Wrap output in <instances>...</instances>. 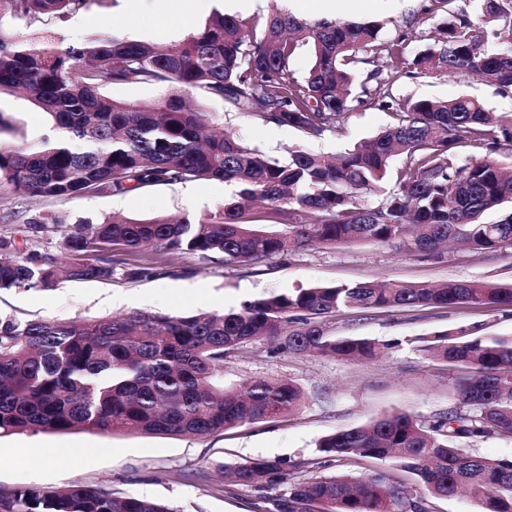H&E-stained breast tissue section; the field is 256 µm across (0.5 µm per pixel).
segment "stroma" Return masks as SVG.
<instances>
[{
    "label": "stroma",
    "instance_id": "stroma-1",
    "mask_svg": "<svg viewBox=\"0 0 512 512\" xmlns=\"http://www.w3.org/2000/svg\"><path fill=\"white\" fill-rule=\"evenodd\" d=\"M415 0H348L337 8L340 19L382 23L381 41L400 34ZM19 39L52 36L75 44L91 35L113 32L129 40L178 44L184 30L161 23L153 0H139L128 10L124 0H90L66 22L49 15L14 20ZM392 94L451 99L474 94L494 111L512 117V97L462 75L400 78ZM215 125L234 133L265 155L287 160L303 149L327 158L342 155L355 142L389 126L390 113L362 107L350 113L344 136L312 140L295 128L265 123L228 111L223 101L202 99ZM0 118L7 123L0 140L35 144L50 133L46 115L19 94L0 96ZM232 189L220 180L173 186H149L119 196L73 199H26L0 186V237L21 234L26 210L56 212L74 224L113 216L134 220L175 217L197 220L220 211ZM146 248L113 249L120 272L112 279L63 281L47 290L0 292V315L24 319L80 321L122 316L134 311L193 314L230 311L243 301L317 285L355 284L373 280L441 284L456 280H489L512 284V243L476 252L454 244L432 254L411 245L375 243L310 245L274 257L260 266H228L222 257L201 260L192 254L165 256L162 275L128 279L124 267L149 256ZM478 326L485 337L512 338V310L469 307L436 309L344 310L326 326L333 336H360L389 344L385 355L370 361H343L320 355H293L277 343L258 341L239 351L224 366V383L241 385L252 377L288 378L303 391L293 413L227 430L206 438L146 435L138 432L102 434L93 431L19 433L0 438V492L79 483L123 495L168 504L174 512H252L259 492L251 486L225 487V464L254 458H280L291 463L293 481L312 475L349 474L363 479L383 473L414 484L413 474L392 460L357 463L319 452V440L340 429L364 425L391 413L422 421L434 420L459 405L455 383L461 368L424 354L423 339L461 326ZM60 449L54 460L44 451Z\"/></svg>",
    "mask_w": 512,
    "mask_h": 512
}]
</instances>
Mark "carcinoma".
<instances>
[{"instance_id":"1","label":"carcinoma","mask_w":512,"mask_h":512,"mask_svg":"<svg viewBox=\"0 0 512 512\" xmlns=\"http://www.w3.org/2000/svg\"><path fill=\"white\" fill-rule=\"evenodd\" d=\"M12 19L51 15L64 23L89 0H4ZM455 0H420L407 24L440 18L433 42L407 58V32L379 41L378 21H303L283 12L257 27L217 13L181 43H141L112 34L78 46L33 44L7 31L0 14V95L21 93L51 119L56 135L36 146L0 142V185L22 197L124 195L145 186L221 180L237 188L224 209L192 222L85 220L37 211L24 218L26 243L0 238V290L50 289L60 281L108 279L114 246H151L227 265H259L310 243L411 238L433 253L459 239L478 252L512 242V176L489 158L463 159L458 149L489 154L512 145V121L462 95L448 100L396 99L400 77L471 75L512 96V0H479L482 23L454 12ZM313 64L298 78L290 62L302 44ZM362 95H352L360 72ZM113 84H155L154 100L131 104L104 93ZM220 99L260 121L308 137L344 136L350 112L364 105L393 124L330 162L305 150L282 164L230 132L206 131L194 96ZM403 163L391 169L395 156ZM368 193L379 196L367 203ZM265 203L268 228L251 203ZM502 212L497 221L486 214ZM58 234L71 261L61 265L31 242ZM156 261L127 269L152 277ZM511 309L512 287L488 281L440 286L398 282L297 288L246 300L232 312H136L81 323L0 317V437L72 430L207 437L268 421L297 409L300 388L287 379H255L244 390L224 386V361L267 339L291 354L313 352L353 361L392 348L373 339L330 336L322 318L340 309ZM467 375L456 382L461 410L426 424L391 414L322 437L337 458L395 459L428 492L448 498L468 490L482 512H512V460L456 446L460 438L512 434V340L473 329L442 332L422 346ZM279 490L254 512H424L414 489L376 473L314 475L290 481L277 458L224 465V484L258 478ZM0 512H173L167 505L73 484L0 494Z\"/></svg>"}]
</instances>
